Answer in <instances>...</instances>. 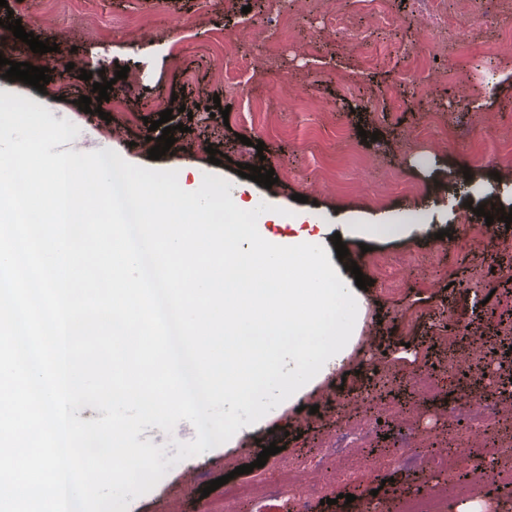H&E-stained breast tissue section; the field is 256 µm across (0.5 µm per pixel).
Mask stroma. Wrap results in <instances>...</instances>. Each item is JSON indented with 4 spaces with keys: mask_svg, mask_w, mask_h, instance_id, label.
<instances>
[{
    "mask_svg": "<svg viewBox=\"0 0 512 512\" xmlns=\"http://www.w3.org/2000/svg\"><path fill=\"white\" fill-rule=\"evenodd\" d=\"M25 31L58 46L53 58L60 79L38 92L0 77V92L45 107L54 120H69L79 133L66 151L112 149L127 162L176 170L182 161L197 176L227 179L231 192L254 204L306 213L325 225L330 263L337 225L403 222L418 217L430 232L418 239L372 241L362 252L359 237L345 235L347 262L356 263L370 287L361 335L373 348L353 356L341 374L329 376L301 400L279 404L264 426L240 434L204 454L178 460V442L194 440L192 428L166 433L144 427L138 439L163 447L164 477L132 499L127 512H156L181 499L183 512H207L208 499L187 500L182 486L208 482L253 464L245 482L274 483L273 462L255 461L270 443L280 459L308 460L330 470L335 459L321 445L333 433L327 416L342 405L347 419L360 416L361 400L377 396L379 423L364 448L369 462L334 494L354 502L314 503L312 512H367L372 501L404 507L427 489L441 493L443 479L398 466L389 474L372 461L395 455L407 420H415L427 452L448 441V428L472 432L468 417L448 419L449 404L479 401L496 408L500 383L512 366V229L492 225L481 242L467 235L479 223L472 205L497 187L512 206V170L495 158L512 130V0H7ZM493 61L495 78L478 67ZM128 67L116 79L117 66ZM104 71L114 83L101 114L78 109L87 94L81 70ZM229 109L211 116L213 101ZM174 110L189 124L160 159L148 157L147 120ZM378 140H370V133ZM263 149H255V141ZM217 149L219 164L209 160ZM231 158L225 166L223 158ZM264 165L276 182L264 188L238 173L239 164ZM471 178L453 197L460 170ZM304 202H297V195ZM449 231L452 240L438 239ZM493 295L477 304V291ZM433 380L426 396L419 379ZM318 413H310V406ZM456 471L453 494L442 495V512H453L463 487L484 465L498 461L488 446L489 428L474 432Z\"/></svg>",
    "mask_w": 512,
    "mask_h": 512,
    "instance_id": "35a3bbf8",
    "label": "stroma"
}]
</instances>
